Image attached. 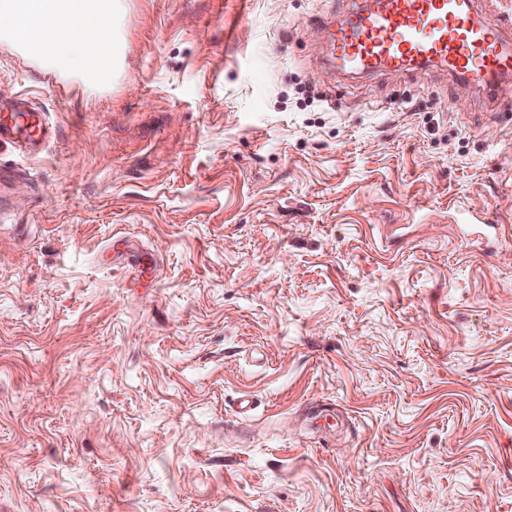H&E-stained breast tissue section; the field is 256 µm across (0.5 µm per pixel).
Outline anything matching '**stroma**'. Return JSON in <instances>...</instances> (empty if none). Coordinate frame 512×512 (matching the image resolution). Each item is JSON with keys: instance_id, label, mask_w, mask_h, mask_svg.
Wrapping results in <instances>:
<instances>
[{"instance_id": "1", "label": "stroma", "mask_w": 512, "mask_h": 512, "mask_svg": "<svg viewBox=\"0 0 512 512\" xmlns=\"http://www.w3.org/2000/svg\"><path fill=\"white\" fill-rule=\"evenodd\" d=\"M336 0H125L0 41V512H512V105L351 79ZM250 395L247 415L237 402ZM28 104L25 94H19L14 105L0 104V141H13L25 155L35 151L53 133L47 114L29 108Z\"/></svg>"}]
</instances>
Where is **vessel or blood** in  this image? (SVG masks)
Returning <instances> with one entry per match:
<instances>
[{
    "instance_id": "vessel-or-blood-1",
    "label": "vessel or blood",
    "mask_w": 512,
    "mask_h": 512,
    "mask_svg": "<svg viewBox=\"0 0 512 512\" xmlns=\"http://www.w3.org/2000/svg\"><path fill=\"white\" fill-rule=\"evenodd\" d=\"M40 9L47 21L42 37L24 46L37 57L57 37L59 15L101 19L111 15L112 0H40ZM316 26L327 35L329 63L350 76L441 66L491 100L512 97V13L483 10L480 0H344ZM52 133L46 113L30 108L26 95L0 108V141H13L23 154Z\"/></svg>"
}]
</instances>
